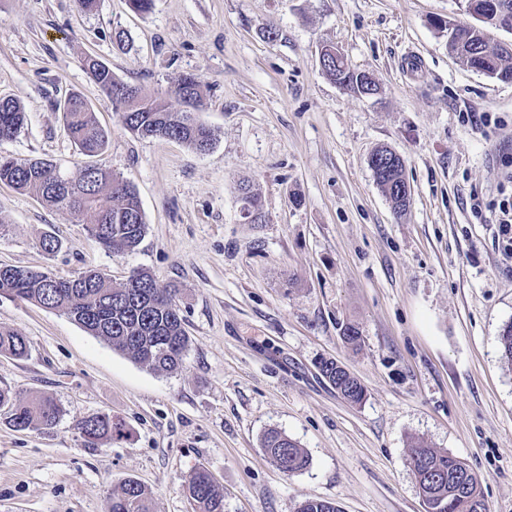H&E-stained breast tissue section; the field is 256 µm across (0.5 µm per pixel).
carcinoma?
I'll list each match as a JSON object with an SVG mask.
<instances>
[{
	"mask_svg": "<svg viewBox=\"0 0 512 512\" xmlns=\"http://www.w3.org/2000/svg\"><path fill=\"white\" fill-rule=\"evenodd\" d=\"M448 46L465 65L484 69L490 76L512 82V53L488 40L484 30L454 25L448 28ZM103 94L118 112L123 126L142 137L182 142L199 153L210 151L216 134L200 121L194 110L203 105V95L195 77L182 76L169 90L187 109L174 110L163 99L149 98L136 86L117 79L112 69L96 57L82 59ZM323 71L339 85L355 94L364 90L363 74L350 68L346 60L330 56ZM69 136L81 154L94 157L105 149L108 136L95 120L88 102L79 94L66 98L62 107ZM25 112L11 98L0 99V139L14 136L24 123ZM375 181L395 210L407 211L411 200L401 192L405 163L381 147L369 160ZM0 184L35 194L44 204L67 209L86 217L85 229L98 245L112 253H129L144 239L146 224L135 190L120 176L100 165H84L75 177L43 159L0 158ZM243 209L257 220L264 219L256 193L241 187ZM34 303L44 309L61 310L113 349L157 372L180 368L189 346V336L177 302V289L160 286L146 269L131 271L126 283L112 286V280L97 269H87L76 277H60L42 271L0 266V295ZM502 356L512 363V322L498 336ZM27 340L14 331L0 328V354L17 359L28 355ZM321 373L347 400L360 403L363 386L344 378L333 359L320 360ZM10 405L9 423L17 430L33 425L54 427L63 416L62 407L51 397L13 399L0 391V405ZM82 435L94 444L122 433V423L112 414L98 413L79 423ZM263 448L272 463L285 475L307 468L309 457L299 444L276 429L263 436ZM410 465L431 512H487L481 480L468 466L446 451L430 448L422 441L412 445ZM187 493L196 512H224V491L204 468L190 476ZM110 512H151L146 488L136 480L127 481L112 495ZM297 512H340L336 504L320 499L302 501Z\"/></svg>",
	"mask_w": 512,
	"mask_h": 512,
	"instance_id": "carcinoma-1",
	"label": "carcinoma"
}]
</instances>
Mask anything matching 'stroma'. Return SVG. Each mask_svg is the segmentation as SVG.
<instances>
[{
  "label": "stroma",
  "instance_id": "obj_1",
  "mask_svg": "<svg viewBox=\"0 0 512 512\" xmlns=\"http://www.w3.org/2000/svg\"><path fill=\"white\" fill-rule=\"evenodd\" d=\"M473 18L458 0H0V97L25 122L0 157L46 159L77 175L85 159L59 105L79 92L108 143L99 164L136 190L146 234L110 254L82 216L0 185V265L113 285L136 268L176 286L190 345L156 372L67 314L0 296V326L29 345L0 354V389L49 396L50 429L10 426L0 407V512H109L127 480L155 512H194L190 475L205 468L224 512H296L308 498L340 512H424L409 464L415 441L464 460L488 512H512V365L498 336L512 321V257L495 222L512 196V83L463 65L446 23ZM123 47H116L115 37ZM378 82L377 99L339 86L320 50ZM168 91L194 75L214 148L142 138L122 125L81 66ZM400 154L412 204L397 213L369 157ZM251 185L265 221L246 222ZM483 202L481 214L472 197ZM59 237L54 254L43 234ZM358 325V346L342 337ZM342 363L366 389L345 400L321 374ZM111 413L124 438L87 445L77 425ZM298 442L307 469L284 475L261 440Z\"/></svg>",
  "mask_w": 512,
  "mask_h": 512
}]
</instances>
